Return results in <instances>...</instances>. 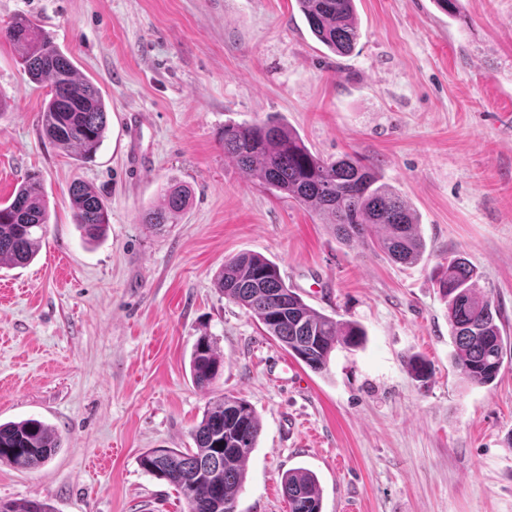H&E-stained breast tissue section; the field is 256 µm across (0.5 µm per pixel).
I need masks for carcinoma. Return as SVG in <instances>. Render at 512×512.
<instances>
[{"instance_id": "1", "label": "carcinoma", "mask_w": 512, "mask_h": 512, "mask_svg": "<svg viewBox=\"0 0 512 512\" xmlns=\"http://www.w3.org/2000/svg\"><path fill=\"white\" fill-rule=\"evenodd\" d=\"M310 33L338 55L350 53L358 38L354 0H297ZM0 36L20 48V63L36 84L49 87L41 112L45 137L54 146L91 158L107 127L103 95L82 77L50 36L26 16H18ZM224 154L272 193L293 198L334 227L346 242L375 244L397 263L423 257L418 217L385 181L374 163L344 156L328 161L314 155L300 136L279 119L228 124L221 135ZM188 186L171 182L162 203L148 208L142 222L152 227L172 224L189 205ZM70 205L82 236L101 240L108 210L99 193L82 181L69 187ZM50 211L38 178L31 177L0 203V265L24 266L37 255ZM480 276L465 258L454 256L439 279L448 298V324L455 345L454 363L472 385H488L503 364L504 336L500 314L483 292ZM218 290L246 308L281 347L315 372L327 370L338 346L353 348L363 331L353 322L320 313L285 283L278 266L258 253H245L224 263L216 275ZM224 359L208 336L200 337L190 355L195 385L206 389L219 375ZM261 421L244 399H217L192 432L195 449L153 448L139 458L140 467L173 485L188 512H228L246 480V462L256 448ZM61 446L58 432L29 418L0 423V463L30 469L48 462ZM289 512H322V489L306 467L282 477ZM0 512H55L46 500H2Z\"/></svg>"}]
</instances>
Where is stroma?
<instances>
[{
	"instance_id": "35a3bbf8",
	"label": "stroma",
	"mask_w": 512,
	"mask_h": 512,
	"mask_svg": "<svg viewBox=\"0 0 512 512\" xmlns=\"http://www.w3.org/2000/svg\"><path fill=\"white\" fill-rule=\"evenodd\" d=\"M354 50L329 52L296 0H0V28L35 20L102 91L104 141L79 162L43 136L46 87L0 40V202L36 175L50 222L35 259L0 268V422L61 437L35 469L0 463V498L55 512H187L145 473L152 448H190L209 401L247 400L262 421L237 512H289L281 477H318L322 512H512V0H356ZM274 116L324 159L358 156L417 213L414 264L341 240L294 199L251 180L220 141ZM102 194L104 241L83 243L68 187ZM192 190L176 223L142 224L170 180ZM463 252L501 310L494 383L452 360L438 283ZM259 253L317 311L357 323L319 373L215 286L225 260ZM224 355L209 389L190 352ZM422 358L431 375L410 373ZM224 359L209 336H201L190 355V374L195 385L206 389L219 375Z\"/></svg>"
}]
</instances>
